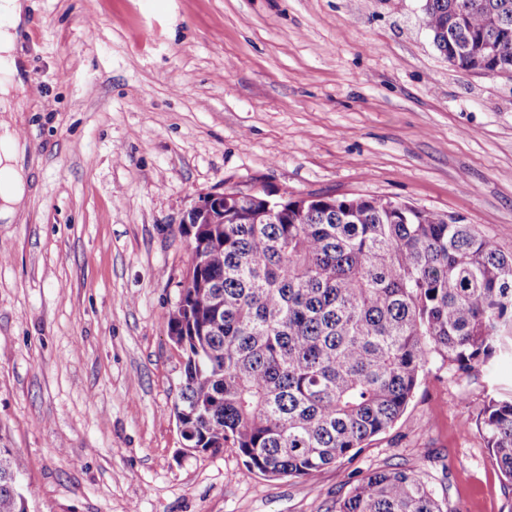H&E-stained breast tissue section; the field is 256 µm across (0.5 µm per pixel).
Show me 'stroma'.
<instances>
[{"mask_svg": "<svg viewBox=\"0 0 512 512\" xmlns=\"http://www.w3.org/2000/svg\"><path fill=\"white\" fill-rule=\"evenodd\" d=\"M39 161L0 222V446L28 512H334L412 470L450 512H512L472 410L512 363L440 357L386 432L310 480L185 452L168 323L198 197H389L512 252V77L449 67L424 0H29Z\"/></svg>", "mask_w": 512, "mask_h": 512, "instance_id": "35a3bbf8", "label": "stroma"}]
</instances>
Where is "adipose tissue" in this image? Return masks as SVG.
Listing matches in <instances>:
<instances>
[{
	"instance_id": "adipose-tissue-1",
	"label": "adipose tissue",
	"mask_w": 512,
	"mask_h": 512,
	"mask_svg": "<svg viewBox=\"0 0 512 512\" xmlns=\"http://www.w3.org/2000/svg\"><path fill=\"white\" fill-rule=\"evenodd\" d=\"M27 0H0V219L13 220L29 187L27 145L17 128L34 98L26 80Z\"/></svg>"
}]
</instances>
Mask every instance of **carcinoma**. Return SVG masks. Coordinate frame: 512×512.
<instances>
[{"mask_svg": "<svg viewBox=\"0 0 512 512\" xmlns=\"http://www.w3.org/2000/svg\"><path fill=\"white\" fill-rule=\"evenodd\" d=\"M422 22L459 69L512 68V0H425ZM186 219L169 336L184 358L174 411L190 453L230 448L250 475L311 479L392 427L432 355L462 378L512 358V253L461 218L383 197L256 194L224 196L222 224ZM474 411L512 483V394ZM0 512H28L4 447ZM336 512L448 506L392 468Z\"/></svg>", "mask_w": 512, "mask_h": 512, "instance_id": "carcinoma-1", "label": "carcinoma"}]
</instances>
